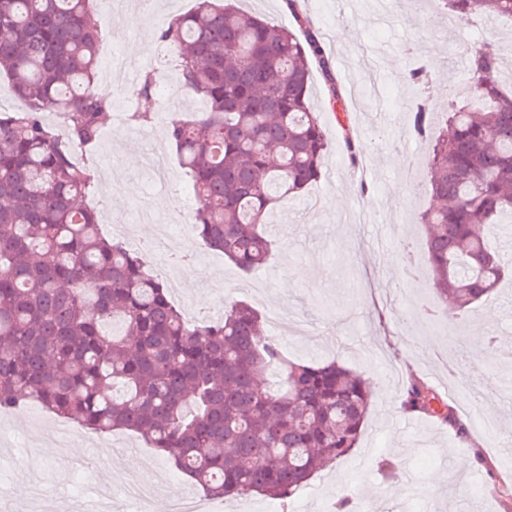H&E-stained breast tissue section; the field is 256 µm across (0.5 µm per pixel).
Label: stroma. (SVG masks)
Listing matches in <instances>:
<instances>
[{
    "mask_svg": "<svg viewBox=\"0 0 512 512\" xmlns=\"http://www.w3.org/2000/svg\"><path fill=\"white\" fill-rule=\"evenodd\" d=\"M197 0H116L112 11L98 10L107 21L100 57L116 53L136 88L153 67L172 69L173 57L158 34L173 16L191 12ZM306 22L327 49L341 85L366 82L374 64L381 92L360 104L334 103L321 73L310 90L328 141L325 171L302 201L281 199L276 207L279 245L267 268L247 276L223 254L194 241L197 275L182 283L171 299L191 312L192 320L220 319L225 306L244 301L264 318L268 335L286 327L281 343L295 360H338L361 374L374 391L356 448L317 473L293 498L281 502L245 494L222 502L216 512H336L342 495L370 503L373 512H512V500L497 493L512 484V286L466 313L456 327L438 316L439 298L424 261L422 212L431 198L424 189L426 170L415 165L424 142L409 134L406 115L418 96L435 111L448 104V87L461 83L464 66L429 28V0H400L396 10L372 12L365 0H298ZM456 35L491 36L505 62L512 64V27L481 15L457 23ZM143 44L140 56L130 44ZM440 59V68L430 65ZM425 66L424 91L409 87L401 74ZM130 102L110 112L92 154L96 182L88 203L100 230L111 235L110 218L135 225L138 236L154 235L155 225L137 221L141 208L165 221L192 214L197 203L190 178L165 143L158 158L165 179L146 173L143 159L153 138L164 139L167 124L135 125ZM347 113L353 137L363 151L351 162L336 116ZM401 184L402 196L390 193ZM416 246L420 261L413 276L403 272L401 246ZM496 337L484 348V332ZM432 385L457 415L471 422L462 442L440 421L405 409L409 383ZM79 444L89 465L71 461L67 450ZM137 456L152 472L157 493L152 512H170V496L189 482L137 434L116 431L99 436L78 428L30 402L0 414V512H32L34 484L54 492L59 512H91L97 482L107 469L123 472V460ZM470 467H461L464 459ZM484 496L471 494L473 486Z\"/></svg>",
    "mask_w": 512,
    "mask_h": 512,
    "instance_id": "stroma-1",
    "label": "stroma"
}]
</instances>
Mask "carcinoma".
Listing matches in <instances>:
<instances>
[{"instance_id":"cac0c4a2","label":"carcinoma","mask_w":512,"mask_h":512,"mask_svg":"<svg viewBox=\"0 0 512 512\" xmlns=\"http://www.w3.org/2000/svg\"><path fill=\"white\" fill-rule=\"evenodd\" d=\"M462 20L512 19V0H432ZM277 26L231 0H200L160 32L180 87L203 107L168 137L198 199L197 236L246 274L269 262L277 195L301 196L322 177L327 141L310 102L316 63L340 99L321 41L288 0ZM96 0H0V74L25 102L0 107V412L39 401L97 434L132 431L208 496L254 492L282 502L360 438L373 393L336 361L301 362L262 331L246 302L193 323L140 256L99 231L82 204L95 171L75 162L93 147L113 100L98 91ZM484 40L465 59L469 103L448 102L437 128L427 99L408 115L429 143L422 212L435 289L448 319L485 301L512 275L492 229L512 224V86ZM161 83L146 72L130 120L154 121ZM123 324L108 334L109 320ZM405 408L465 441L470 427L414 381Z\"/></svg>"}]
</instances>
